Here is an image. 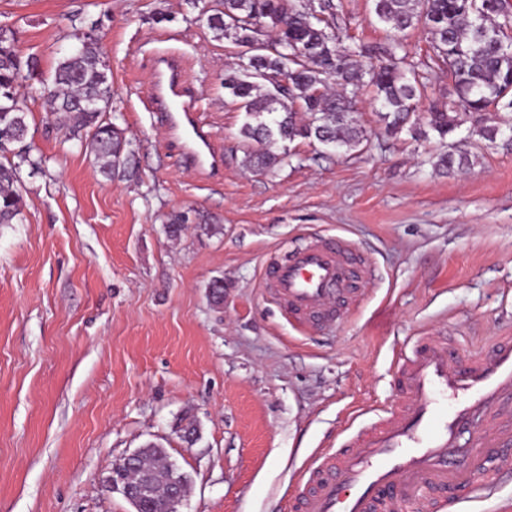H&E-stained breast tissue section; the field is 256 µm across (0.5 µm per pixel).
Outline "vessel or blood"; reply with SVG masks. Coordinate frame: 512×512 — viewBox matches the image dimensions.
<instances>
[{
    "instance_id": "obj_1",
    "label": "vessel or blood",
    "mask_w": 512,
    "mask_h": 512,
    "mask_svg": "<svg viewBox=\"0 0 512 512\" xmlns=\"http://www.w3.org/2000/svg\"><path fill=\"white\" fill-rule=\"evenodd\" d=\"M187 81L183 59L160 56L150 99L183 167L215 179L223 159ZM374 270L336 235L268 261L262 280L289 323L323 327L359 307ZM396 376L395 404L305 467L290 512H443L437 490L467 477L491 490L512 475L511 329L469 349L422 331Z\"/></svg>"
}]
</instances>
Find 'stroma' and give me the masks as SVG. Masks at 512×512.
I'll return each mask as SVG.
<instances>
[{"label":"stroma","mask_w":512,"mask_h":512,"mask_svg":"<svg viewBox=\"0 0 512 512\" xmlns=\"http://www.w3.org/2000/svg\"><path fill=\"white\" fill-rule=\"evenodd\" d=\"M334 2L344 42H386L372 0ZM208 3L0 0V29L45 79L75 31L96 27L109 118L129 142L124 175L105 179L21 92L23 220L0 224V512H130L106 479L151 442L188 480L179 512H289L302 465L397 400L395 360L418 328L467 348L512 327V145H480L470 170L442 174L438 139L388 135L368 91L352 114L360 150L298 138L275 145L277 165L251 168L248 116L224 88L248 55L208 27ZM164 52L187 61L221 180L184 170L143 105ZM326 234L371 256L376 275L360 308L307 333L265 298L261 265ZM185 418L191 444L177 433ZM448 499V512H502L512 479Z\"/></svg>","instance_id":"stroma-1"}]
</instances>
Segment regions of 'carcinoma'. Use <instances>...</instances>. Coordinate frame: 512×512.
<instances>
[{
  "label": "carcinoma",
  "instance_id": "obj_1",
  "mask_svg": "<svg viewBox=\"0 0 512 512\" xmlns=\"http://www.w3.org/2000/svg\"><path fill=\"white\" fill-rule=\"evenodd\" d=\"M378 22L391 32L379 45L337 46L333 31V0H217L207 18L211 29L250 49L248 67L228 72L224 89L251 118L241 129L249 160L272 167L278 157L271 148L279 141L314 138L348 151L365 140L351 117L364 87H371L385 112L387 133L407 130L414 138L436 133L452 137L460 122L456 112L469 114L468 135L448 143L436 167L449 172L474 164L465 149L478 138L493 142L512 136V12L506 0H373ZM423 26L431 35L426 60H410L406 31ZM76 39L80 46L57 64L51 81L41 84L48 114L63 121L94 156L100 173L110 179L121 172L128 142L123 130L105 121L112 109L111 70L101 65L102 48L93 32ZM445 66L456 98L417 112L426 96L428 70ZM36 62L22 60L13 43L0 34V152L13 136L28 133L25 101L17 88L34 77ZM285 76L288 84L277 82ZM333 82L343 93L312 92ZM18 165L0 163V224L22 220L23 195ZM139 463L165 485L186 490L187 478L168 460L161 445L139 450ZM134 512H168L165 492H152L131 503Z\"/></svg>",
  "mask_w": 512,
  "mask_h": 512
}]
</instances>
